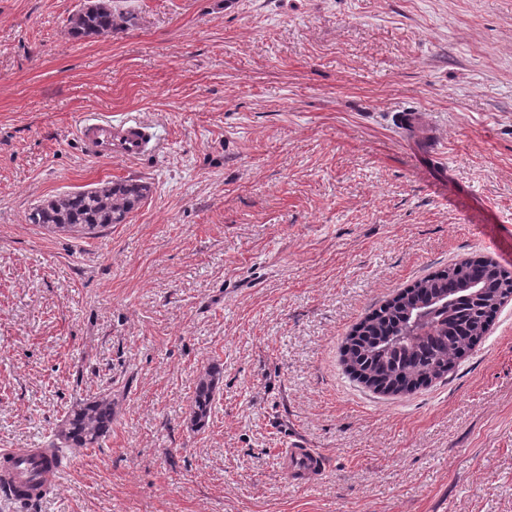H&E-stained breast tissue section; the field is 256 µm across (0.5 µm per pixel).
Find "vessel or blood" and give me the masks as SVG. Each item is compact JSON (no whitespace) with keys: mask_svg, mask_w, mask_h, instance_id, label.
I'll use <instances>...</instances> for the list:
<instances>
[{"mask_svg":"<svg viewBox=\"0 0 512 512\" xmlns=\"http://www.w3.org/2000/svg\"><path fill=\"white\" fill-rule=\"evenodd\" d=\"M79 136L86 153L96 159L134 160L150 148L151 135L141 122L133 120L115 121L109 117L82 120ZM284 458L294 460L295 469L289 470L291 480L300 474L321 472V455L312 448L300 444L283 449ZM65 470L54 458L44 455L38 448H1L0 485L6 487L11 496L18 497L33 488L58 483Z\"/></svg>","mask_w":512,"mask_h":512,"instance_id":"vessel-or-blood-1","label":"vessel or blood"}]
</instances>
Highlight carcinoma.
<instances>
[{
	"label": "carcinoma",
	"instance_id": "carcinoma-1",
	"mask_svg": "<svg viewBox=\"0 0 512 512\" xmlns=\"http://www.w3.org/2000/svg\"><path fill=\"white\" fill-rule=\"evenodd\" d=\"M128 17L112 10L110 0H87L70 19L76 38L109 36ZM136 181L56 196L32 208L28 221L63 232L93 234L121 224L147 197ZM512 297V273L487 258L473 256L438 269L400 289L369 312L346 338L342 361L347 373L365 387L385 395H406L448 376L478 346L500 308ZM220 380L209 368L198 381L190 405V422H207ZM114 409L106 395L72 407L56 432L50 451L93 448L112 430Z\"/></svg>",
	"mask_w": 512,
	"mask_h": 512
}]
</instances>
